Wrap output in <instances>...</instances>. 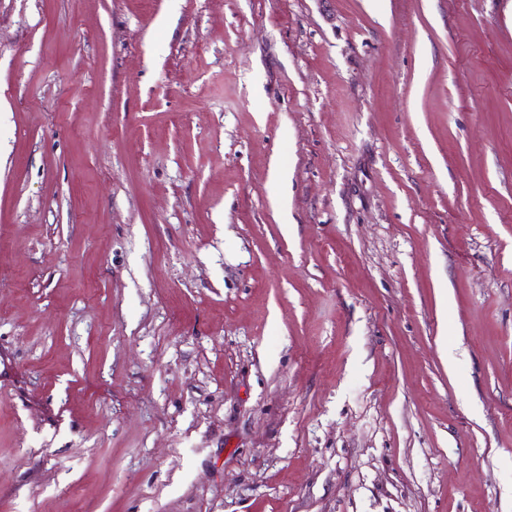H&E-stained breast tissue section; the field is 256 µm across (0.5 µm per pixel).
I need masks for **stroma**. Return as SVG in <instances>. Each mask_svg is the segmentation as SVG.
I'll use <instances>...</instances> for the list:
<instances>
[{
  "label": "stroma",
  "instance_id": "35a3bbf8",
  "mask_svg": "<svg viewBox=\"0 0 512 512\" xmlns=\"http://www.w3.org/2000/svg\"><path fill=\"white\" fill-rule=\"evenodd\" d=\"M0 512H512V0H0Z\"/></svg>",
  "mask_w": 512,
  "mask_h": 512
}]
</instances>
